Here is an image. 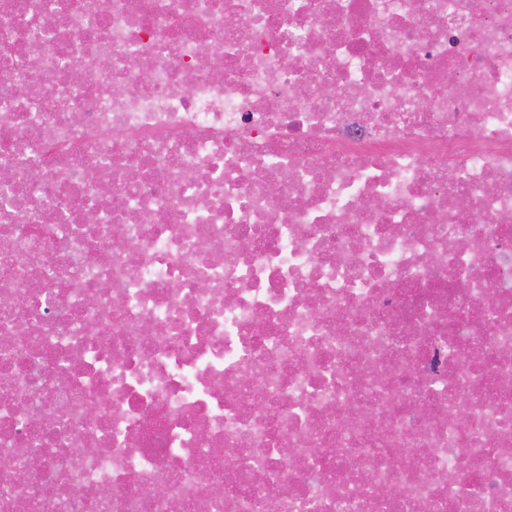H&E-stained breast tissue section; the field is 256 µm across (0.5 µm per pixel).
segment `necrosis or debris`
<instances>
[{"instance_id":"4bbe7bcc","label":"necrosis or debris","mask_w":512,"mask_h":512,"mask_svg":"<svg viewBox=\"0 0 512 512\" xmlns=\"http://www.w3.org/2000/svg\"><path fill=\"white\" fill-rule=\"evenodd\" d=\"M511 215L512 0H0V512H512Z\"/></svg>"}]
</instances>
